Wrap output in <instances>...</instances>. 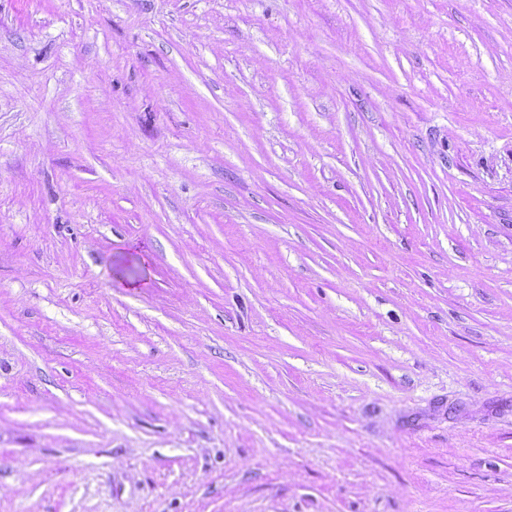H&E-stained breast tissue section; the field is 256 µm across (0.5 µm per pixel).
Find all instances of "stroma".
I'll return each mask as SVG.
<instances>
[{"label":"stroma","mask_w":512,"mask_h":512,"mask_svg":"<svg viewBox=\"0 0 512 512\" xmlns=\"http://www.w3.org/2000/svg\"><path fill=\"white\" fill-rule=\"evenodd\" d=\"M0 512H512V0H0Z\"/></svg>","instance_id":"35a3bbf8"}]
</instances>
